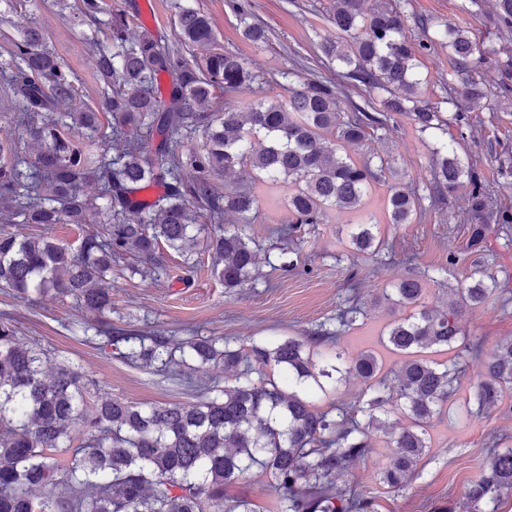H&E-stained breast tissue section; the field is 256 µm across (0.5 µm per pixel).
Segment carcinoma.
<instances>
[{
  "instance_id": "obj_1",
  "label": "carcinoma",
  "mask_w": 512,
  "mask_h": 512,
  "mask_svg": "<svg viewBox=\"0 0 512 512\" xmlns=\"http://www.w3.org/2000/svg\"><path fill=\"white\" fill-rule=\"evenodd\" d=\"M364 4L334 0L327 14L333 34L319 43L328 67L313 78L301 77L296 59L271 78L253 71L239 54L216 48L210 19L182 0H174L176 37L212 48L191 61L144 24L130 37L140 16L115 8L109 42L92 45V66L107 88L102 113L78 96L74 74L48 48L45 29L15 26L0 83L11 92L10 123L24 129L26 144L20 152L12 139L0 138V290L22 302L33 292L74 297L95 319L85 330L131 364L164 374L178 354L184 365L221 364L236 379L206 388L195 402L132 405L103 394L89 408L82 373L64 363L47 375V350L20 341L12 314L0 313V512H264L250 498L226 496L255 468L272 478L277 512H375L371 498L356 486L339 487L336 476L380 436L389 464L379 481L405 489L432 448L429 427L448 409L462 356L484 357L475 414L512 412V340L486 352L463 325L464 315L499 288L481 255L491 235L512 229V199L457 152L465 138H482L470 113L491 109L485 69L498 73L497 97L512 101V0H494L490 12L483 0H469L468 11L486 17L489 38L445 22L428 42L406 27L407 0H382L370 10ZM229 5L246 40L268 43L269 31L249 20L246 0ZM74 10L79 22L97 25L103 0H74ZM435 44L448 49L439 102L425 97L421 73V56ZM270 83L288 96L267 94ZM244 89L256 99L241 107L233 96ZM104 116L107 151L97 146ZM400 117L436 135L430 203L456 204L476 259L448 286L442 309L427 303L429 286L456 273V254H448L437 277L411 273L384 289L385 305L399 313L380 336L398 357L395 369L373 350L349 360L337 347L341 332L366 316L354 275L334 332L234 348L218 338L112 331L104 319L112 311L106 278L130 258L139 261L132 272L153 284L164 251L189 263L202 240L225 288L259 273V252L247 233L259 197L247 187L221 194L214 177L246 168L269 192L287 189L290 218L273 233L288 241L279 269L289 272L301 262L305 227L328 224L335 212L361 211L373 184L395 176L384 152L357 157L347 147L363 146ZM196 131L203 143L187 154L185 138ZM142 192L149 197L138 198ZM386 208L396 225L425 215L418 190L397 182ZM19 224L94 228L73 249L46 233L27 236ZM376 228L372 215L360 216L349 226V245L371 250ZM333 347L336 366L329 371L316 356ZM334 371L366 384L367 399L357 408L334 413L310 398L309 383L322 390L320 378ZM393 412L407 420L398 430L386 421ZM46 485L60 492L39 495ZM511 494L512 448L493 436L466 489L467 512H497Z\"/></svg>"
}]
</instances>
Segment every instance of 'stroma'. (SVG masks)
<instances>
[{"mask_svg": "<svg viewBox=\"0 0 512 512\" xmlns=\"http://www.w3.org/2000/svg\"><path fill=\"white\" fill-rule=\"evenodd\" d=\"M332 0H249L252 18L270 32V41L256 46L241 35L240 23L227 0H194L196 7L211 19L220 48L239 53L254 71L271 74L288 65L291 53H299L309 72L324 70L317 45L328 34L326 9ZM468 0H409L408 25L421 18L450 21L475 31L483 27L482 17L469 13ZM172 0H105V10L139 8L152 32L172 36ZM15 22L43 24L49 44L73 71L81 97L91 107H100L103 88L89 62L86 38H105V30L79 24L69 11L60 10L57 0H22ZM484 128V140L461 144L463 158L477 163L489 180H500L499 163L488 153V141L512 148V106L495 103L493 109L477 113ZM432 134H418L407 120H399L386 140L371 139L365 152L386 151L397 172L413 185L423 186L431 164ZM384 188H377L367 200L365 212L375 216L378 240L385 249L379 253L354 251L348 241L353 213L334 214L331 223L310 226L299 267L291 272L271 271L269 264L280 254V242L273 227L287 223L284 195L261 194L260 213L248 233L269 257L256 280L228 291L212 272V257L198 252L196 268H188L180 254H164L165 272L160 282L146 286L130 269L112 271V311L114 327L148 331L164 336L224 337L231 346L269 342L288 336H306L319 328L335 329V316L349 293L348 278L360 281L361 296L368 310L364 325L349 330L342 346L350 355L367 348H379V338L392 314L378 305L376 297L395 278L415 270L435 273L447 266L449 254L468 257L464 225L455 223L454 208L429 212L421 222L394 226L383 212ZM10 312L22 341L48 349V370L71 362L90 381L91 392L109 393L124 401L139 403L192 402L196 392L186 389L180 374H156L134 366L109 349L86 341L81 324L86 316L76 300L45 295L24 303L0 291V313ZM468 333L482 337L486 348L512 338V300L504 295L491 297L485 309L468 315ZM465 375L455 399L457 409L434 420L430 433L433 447L420 475L401 491L387 490L376 478L387 464L382 448L354 463L339 478V484H357L372 497L377 512H460L465 488L474 480L488 449L491 436L503 447L512 448V415L498 412L478 417L465 416L462 406L473 393L483 369L478 358L461 360Z\"/></svg>", "mask_w": 512, "mask_h": 512, "instance_id": "35a3bbf8", "label": "stroma"}]
</instances>
